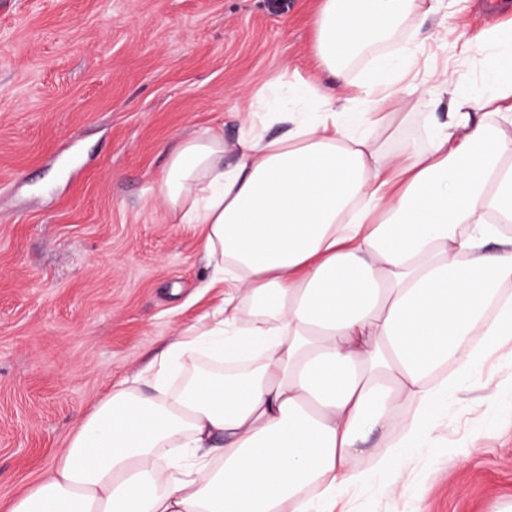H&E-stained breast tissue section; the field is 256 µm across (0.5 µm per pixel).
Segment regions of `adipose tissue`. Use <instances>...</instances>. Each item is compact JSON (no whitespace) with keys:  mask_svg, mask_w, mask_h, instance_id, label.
<instances>
[{"mask_svg":"<svg viewBox=\"0 0 512 512\" xmlns=\"http://www.w3.org/2000/svg\"><path fill=\"white\" fill-rule=\"evenodd\" d=\"M443 0H319L311 54L345 81L303 83L286 133L224 163L208 131L173 152L159 192L202 227L221 302L124 379L9 512H324L362 481L373 434L398 465L448 391L512 341V28L490 30L484 91L448 72L429 145L384 155L364 126L420 51L396 39ZM189 373L181 389L167 387ZM413 414H406V407Z\"/></svg>","mask_w":512,"mask_h":512,"instance_id":"1","label":"adipose tissue"}]
</instances>
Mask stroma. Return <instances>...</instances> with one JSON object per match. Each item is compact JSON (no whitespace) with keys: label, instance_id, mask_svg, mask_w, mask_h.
<instances>
[{"label":"stroma","instance_id":"35a3bbf8","mask_svg":"<svg viewBox=\"0 0 512 512\" xmlns=\"http://www.w3.org/2000/svg\"><path fill=\"white\" fill-rule=\"evenodd\" d=\"M316 0H0V512L36 484L117 381L144 373L217 302L201 227L158 187L172 150L205 130L225 164L245 122L280 135L274 108L316 76ZM401 24L421 78H478L512 0H451ZM445 105L399 93L372 138L424 147ZM512 505V356L449 390L397 470L334 512H501Z\"/></svg>","mask_w":512,"mask_h":512}]
</instances>
